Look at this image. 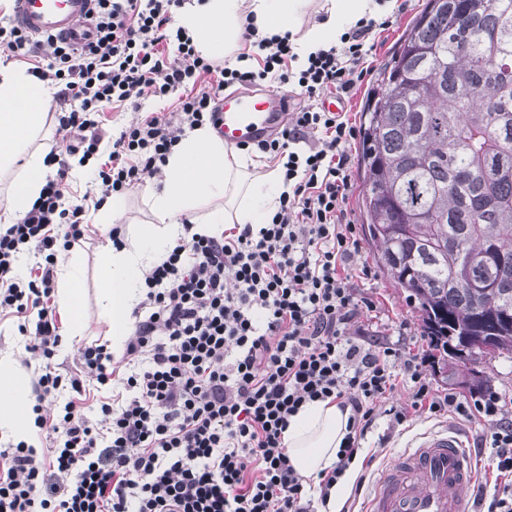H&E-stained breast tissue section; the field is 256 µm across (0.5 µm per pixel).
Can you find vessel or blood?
Listing matches in <instances>:
<instances>
[{
    "mask_svg": "<svg viewBox=\"0 0 512 512\" xmlns=\"http://www.w3.org/2000/svg\"><path fill=\"white\" fill-rule=\"evenodd\" d=\"M92 0H16V20L37 37L90 38ZM218 131L236 147L272 135L287 120L283 96L236 92L219 102ZM477 466L459 433L436 426L414 436L407 451L378 475L365 512H467Z\"/></svg>",
    "mask_w": 512,
    "mask_h": 512,
    "instance_id": "b4317fda",
    "label": "vessel or blood"
}]
</instances>
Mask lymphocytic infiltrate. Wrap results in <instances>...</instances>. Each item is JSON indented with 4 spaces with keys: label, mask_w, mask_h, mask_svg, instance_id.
<instances>
[{
    "label": "lymphocytic infiltrate",
    "mask_w": 512,
    "mask_h": 512,
    "mask_svg": "<svg viewBox=\"0 0 512 512\" xmlns=\"http://www.w3.org/2000/svg\"><path fill=\"white\" fill-rule=\"evenodd\" d=\"M183 2L94 0L93 36L80 47L0 25V52L35 58L32 75L69 103L57 120L70 151L96 149L108 106L138 112L96 173L94 205L159 176L185 129L216 126L214 104L225 89L275 77L310 98L352 93L370 72L368 35L391 24L359 20L340 46L318 49L295 71L290 41L259 36L249 23L242 38L257 66L243 70L199 54L174 24ZM173 93V112L146 111L148 100ZM357 137L342 113L293 108L277 136L255 146L281 163L292 186L268 222L213 235L185 225L145 276L122 360L93 344L70 374L54 361L60 327L49 306L56 252L86 232L84 205H61L66 167L24 219L0 226V314L20 317V333L42 359L32 393L48 441L42 453L21 443L0 448V512H317L376 419L394 429L413 410L484 423L480 441L505 482L493 494L478 491L477 503L512 512V411L501 396L438 390L424 359L358 324L372 303L349 273L361 249L346 207ZM24 249L41 258L25 280L13 274ZM31 307L38 318L29 323ZM87 380L112 391L97 421L78 399ZM400 385L410 406L391 401ZM66 389L72 397L60 412L43 413ZM327 399L348 410L349 432L336 463L311 479L292 464L282 435L306 403Z\"/></svg>",
    "instance_id": "lymphocytic-infiltrate-1"
}]
</instances>
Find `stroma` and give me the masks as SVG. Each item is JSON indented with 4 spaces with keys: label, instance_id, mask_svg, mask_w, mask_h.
<instances>
[{
    "label": "stroma",
    "instance_id": "35a3bbf8",
    "mask_svg": "<svg viewBox=\"0 0 512 512\" xmlns=\"http://www.w3.org/2000/svg\"><path fill=\"white\" fill-rule=\"evenodd\" d=\"M426 0H396L393 12L394 22L388 29L375 33V54L372 58V73L360 88L348 95L346 116L354 125H361L365 102L379 83L380 73L395 53L398 43L412 20L423 9ZM110 231L106 224H89L84 239L75 244L73 253L78 254L84 266L83 288L85 291L84 323L86 334L83 345L105 342L106 325L100 317L97 304V281L95 261L99 247L104 244ZM369 267L372 279L359 283L362 295L370 297L375 308L360 319L362 327L370 333L385 337L397 344L410 355H425L428 352L426 339L421 334L419 315L405 299L404 293L394 288L383 270L376 263L370 245H363L359 255L350 265L351 275L358 276L362 267ZM19 320L14 316L0 315V355L10 352L30 379H37L41 359L27 352V339L18 332ZM483 375L487 389L512 400V354H503L492 359H480L467 364L449 365L446 373L431 372L430 377L440 389H452L459 397H469L467 384L472 373ZM433 422L426 416H414L413 420L388 432L386 419H378L362 443L363 456L369 457L371 464L364 473V483L360 494L348 502L351 512H363L367 496L371 490L377 471L404 452L408 442L416 434L432 427Z\"/></svg>",
    "mask_w": 512,
    "mask_h": 512
}]
</instances>
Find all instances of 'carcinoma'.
Returning a JSON list of instances; mask_svg holds the SVG:
<instances>
[{"label": "carcinoma", "mask_w": 512, "mask_h": 512, "mask_svg": "<svg viewBox=\"0 0 512 512\" xmlns=\"http://www.w3.org/2000/svg\"><path fill=\"white\" fill-rule=\"evenodd\" d=\"M364 232L434 363L512 354V0H427L364 112Z\"/></svg>", "instance_id": "obj_1"}]
</instances>
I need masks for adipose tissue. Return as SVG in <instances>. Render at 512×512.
<instances>
[{
  "label": "adipose tissue",
  "instance_id": "ef3b65f1",
  "mask_svg": "<svg viewBox=\"0 0 512 512\" xmlns=\"http://www.w3.org/2000/svg\"><path fill=\"white\" fill-rule=\"evenodd\" d=\"M310 0H192L178 18L200 54L237 66L245 22L263 36H286L294 46L295 69L310 53L333 45L363 17L385 10L384 0H323L313 24L304 19ZM47 88L23 67L0 65V179L6 198L0 221L13 224L32 208L45 182L47 168L32 142L40 132L47 107ZM161 188L147 191L149 218L123 246L103 248L97 276L98 301L113 351H122L131 331L132 312L140 301L146 273L162 263L183 232L184 223L217 233L236 224H263L280 205L288 185L279 167L228 148L210 126L186 130L162 168ZM84 270L80 258L60 261L57 303L68 318L65 346L84 334L82 319ZM28 378L11 355L0 356V435L38 446L36 414L26 396ZM348 412L317 401L291 417L283 442L305 477L331 468L348 433Z\"/></svg>",
  "mask_w": 512,
  "mask_h": 512
}]
</instances>
